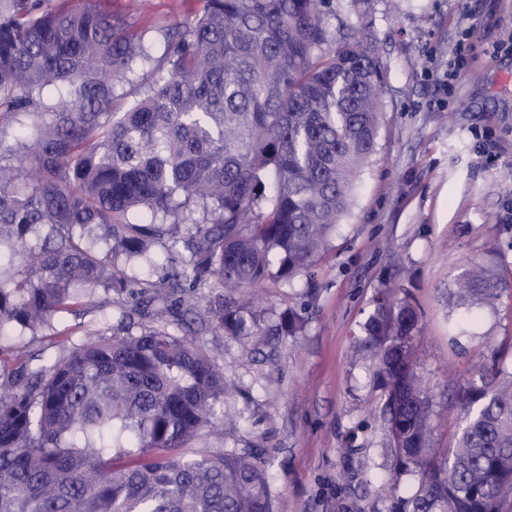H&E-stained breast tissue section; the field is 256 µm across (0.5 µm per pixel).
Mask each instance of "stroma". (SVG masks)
Returning a JSON list of instances; mask_svg holds the SVG:
<instances>
[{"instance_id": "obj_1", "label": "stroma", "mask_w": 512, "mask_h": 512, "mask_svg": "<svg viewBox=\"0 0 512 512\" xmlns=\"http://www.w3.org/2000/svg\"><path fill=\"white\" fill-rule=\"evenodd\" d=\"M143 34L150 58L119 88L130 101L164 52L160 32L202 0H99ZM339 22L377 41L385 68L372 164L350 213L312 265L283 284L244 288L242 314L265 337L199 334L224 372V448H260L276 475L274 512H397L417 477L398 472L374 383L359 352L381 294L408 300L418 322L415 368L430 406V440L446 456L464 424L451 382L512 360V287L494 305L454 306L455 279L475 264L512 273V0H326ZM458 71L449 88L434 73ZM156 266L124 264L129 286L112 314L131 310ZM306 318L276 335L282 314Z\"/></svg>"}]
</instances>
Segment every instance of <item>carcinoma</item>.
Segmentation results:
<instances>
[{
    "mask_svg": "<svg viewBox=\"0 0 512 512\" xmlns=\"http://www.w3.org/2000/svg\"><path fill=\"white\" fill-rule=\"evenodd\" d=\"M325 0H204L163 32L139 96L116 90L149 58L94 0H0V512H272L273 473L252 448L198 450L224 419V373L187 334V288L217 294L201 329L247 321L224 292L287 283L349 211L376 153L385 75L372 41ZM56 86L66 100L49 104ZM137 311L73 342L62 316L112 307L118 259L153 264ZM184 249L187 255L175 259ZM504 288L490 267L457 280L458 306ZM417 316L381 298L362 349L376 358L390 443L418 487L413 512H512V365L454 385L468 417L448 461L430 448L429 403L410 356ZM18 326L57 351L3 344Z\"/></svg>",
    "mask_w": 512,
    "mask_h": 512,
    "instance_id": "carcinoma-1",
    "label": "carcinoma"
}]
</instances>
